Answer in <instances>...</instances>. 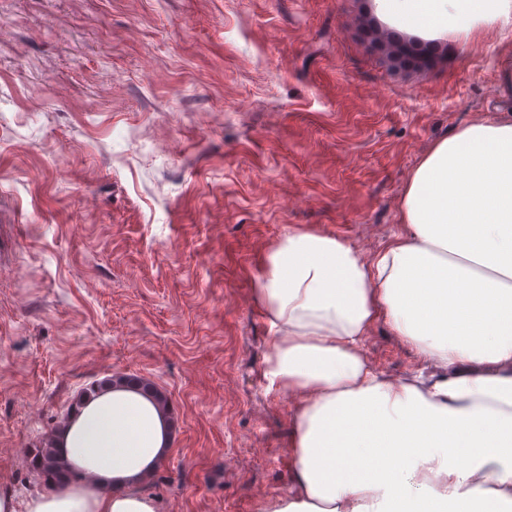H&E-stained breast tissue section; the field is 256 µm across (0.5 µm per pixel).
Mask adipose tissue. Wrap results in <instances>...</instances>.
<instances>
[{"label":"adipose tissue","mask_w":512,"mask_h":512,"mask_svg":"<svg viewBox=\"0 0 512 512\" xmlns=\"http://www.w3.org/2000/svg\"><path fill=\"white\" fill-rule=\"evenodd\" d=\"M400 26L468 37L512 0H377ZM401 231L371 257L289 229L254 297L271 332L264 377L292 401V485L262 512H497L512 502V119L433 144L400 202ZM385 323L430 376L396 379L366 355ZM156 409L108 391L59 443L86 481L0 512H157L134 491L162 459Z\"/></svg>","instance_id":"adipose-tissue-1"}]
</instances>
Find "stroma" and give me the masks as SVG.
Returning <instances> with one entry per match:
<instances>
[{"mask_svg": "<svg viewBox=\"0 0 512 512\" xmlns=\"http://www.w3.org/2000/svg\"><path fill=\"white\" fill-rule=\"evenodd\" d=\"M375 0H0V492L87 384L168 397L158 512L290 488V402L253 285L288 229L364 254L439 138L512 115V20L401 65ZM367 354L422 361L384 324ZM121 381L124 382V388L133 389L141 396L151 399L152 401H156L158 396H162L163 398V407L166 406L167 416L165 418V422L169 423L172 420V416L169 413V402L164 394H162L153 384L145 381L143 378L138 376H127Z\"/></svg>", "mask_w": 512, "mask_h": 512, "instance_id": "35a3bbf8", "label": "stroma"}]
</instances>
